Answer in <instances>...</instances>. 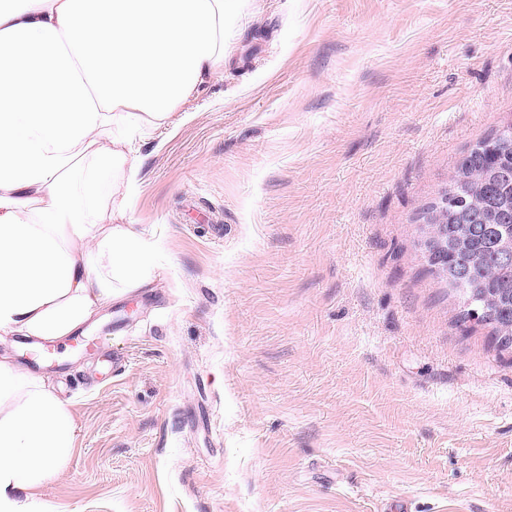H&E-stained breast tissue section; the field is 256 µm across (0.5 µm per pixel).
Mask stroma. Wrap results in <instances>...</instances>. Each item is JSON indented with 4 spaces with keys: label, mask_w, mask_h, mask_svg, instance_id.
Wrapping results in <instances>:
<instances>
[{
    "label": "stroma",
    "mask_w": 512,
    "mask_h": 512,
    "mask_svg": "<svg viewBox=\"0 0 512 512\" xmlns=\"http://www.w3.org/2000/svg\"><path fill=\"white\" fill-rule=\"evenodd\" d=\"M137 140L150 287L0 335L77 425L37 512H512V353L417 245L512 118V0H243Z\"/></svg>",
    "instance_id": "stroma-1"
}]
</instances>
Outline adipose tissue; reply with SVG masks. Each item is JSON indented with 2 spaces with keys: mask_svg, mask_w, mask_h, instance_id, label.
<instances>
[{
  "mask_svg": "<svg viewBox=\"0 0 512 512\" xmlns=\"http://www.w3.org/2000/svg\"><path fill=\"white\" fill-rule=\"evenodd\" d=\"M239 0H0V332L56 341L153 279L125 207L143 128L221 72ZM76 424L0 358V512H24Z\"/></svg>",
  "mask_w": 512,
  "mask_h": 512,
  "instance_id": "1",
  "label": "adipose tissue"
}]
</instances>
